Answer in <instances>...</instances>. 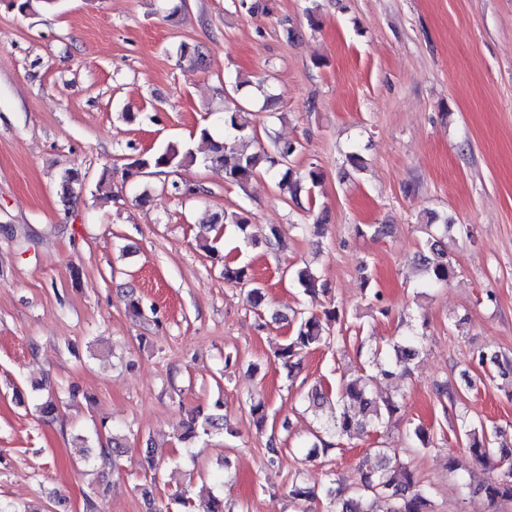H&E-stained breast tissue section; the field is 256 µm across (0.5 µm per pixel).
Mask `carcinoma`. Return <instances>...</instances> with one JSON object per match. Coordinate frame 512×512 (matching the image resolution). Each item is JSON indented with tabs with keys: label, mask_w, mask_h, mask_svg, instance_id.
Here are the masks:
<instances>
[{
	"label": "carcinoma",
	"mask_w": 512,
	"mask_h": 512,
	"mask_svg": "<svg viewBox=\"0 0 512 512\" xmlns=\"http://www.w3.org/2000/svg\"><path fill=\"white\" fill-rule=\"evenodd\" d=\"M245 82L236 80L227 84L224 94V140L212 138L208 128L200 130V138L208 143L209 153L198 159L196 152L186 143L169 142L152 153L137 154L129 163V168L140 172L144 167L153 173L167 168H188L197 163L205 166L220 167L224 170V181L245 187L255 176L266 172L274 179L278 196L283 200L297 197L301 181L315 188L321 184L323 174L316 166H310L299 174L291 168L292 159L301 150V145L292 140H277L270 149L263 146L252 147L247 130L251 128V110L235 98ZM61 190L67 198L80 193L83 184L79 172L68 169L61 176ZM222 222L236 227L247 242L253 246L264 245L273 249L280 245L275 229L271 228L261 236L247 233L250 220L243 211L224 212L223 217L214 216L210 223ZM453 225L434 224L427 221L423 225V237L418 251V264L423 271L422 287L431 288L446 285L456 275V266L445 249V237ZM221 262L224 281L231 284L247 285L249 304L261 311L263 301L262 287L251 282L247 269L216 257ZM300 286L310 294L316 292V274L308 267L295 272ZM347 315L336 307L326 308L320 313H299L292 334L274 351V357L289 372L297 367L296 358L303 352L328 347L339 339L333 334V327L342 324ZM423 335L417 329L406 336L388 340L383 345L364 347L358 344L355 357L361 364L357 375L340 376L336 391H326L321 387H311L305 400L308 410L317 421L315 431L311 432L306 447V459L314 461L335 448L340 437H349L354 433H363L368 427H377L391 420L402 408L395 398L382 399L371 388V381L378 375L409 376L412 374V362L421 351ZM512 378V356L489 347L477 348L470 352L468 364L462 370L460 381L436 384V394L443 412H450L456 422L455 434L465 444L474 459L480 463L497 460L495 477L470 488L471 497L479 499L493 508L500 501L512 502V445L500 435L501 428L489 426L484 421L474 419L462 406V400L471 390L485 380ZM62 398L50 391L38 404L40 417L45 421L54 420L58 414ZM358 406L362 416L350 412ZM230 431L224 419V402L216 400L206 409L191 410L182 422V431L178 440L188 442L200 435ZM411 447L427 450L435 447L431 429L417 425L406 432ZM123 438L112 433L107 444L99 448L92 462L112 469V475L120 474V456H122ZM286 496L295 506V512H307L306 503L322 498L328 504L327 512H378L377 504L385 500L390 504L389 512H429L428 489L416 477L412 465L404 461L392 462L384 452L374 449L366 453L358 470L356 481L344 485L333 477L327 478L316 489L301 480H295L285 490ZM147 512H190L192 502L188 491L170 495L168 501H157L150 496L148 489L141 490Z\"/></svg>",
	"instance_id": "1"
}]
</instances>
